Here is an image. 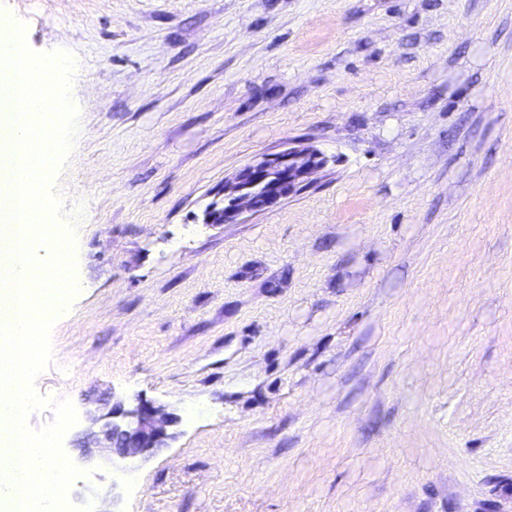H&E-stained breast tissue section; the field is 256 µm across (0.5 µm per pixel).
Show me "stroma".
<instances>
[{"instance_id":"35a3bbf8","label":"stroma","mask_w":512,"mask_h":512,"mask_svg":"<svg viewBox=\"0 0 512 512\" xmlns=\"http://www.w3.org/2000/svg\"><path fill=\"white\" fill-rule=\"evenodd\" d=\"M76 59L54 171L81 287L34 386L76 459L181 417L118 512H512V0H0ZM313 185L208 224L287 142ZM179 420L176 413L164 405L146 401L126 406L113 402L86 412L90 426L81 448H99L100 458L115 467L146 459L159 448H166L174 438L170 428Z\"/></svg>"}]
</instances>
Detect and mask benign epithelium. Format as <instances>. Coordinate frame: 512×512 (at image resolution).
<instances>
[{"label":"benign epithelium","mask_w":512,"mask_h":512,"mask_svg":"<svg viewBox=\"0 0 512 512\" xmlns=\"http://www.w3.org/2000/svg\"><path fill=\"white\" fill-rule=\"evenodd\" d=\"M329 159L317 148L287 146L262 154L224 181L223 205L212 206L205 215L208 224H235L245 213L267 211L306 187L312 175L324 170ZM179 420L164 405L140 401L134 405L114 402L86 412L89 427L80 447L83 459L94 462L91 449L115 467L142 460L168 446L174 438L170 428Z\"/></svg>","instance_id":"7a95c632"}]
</instances>
